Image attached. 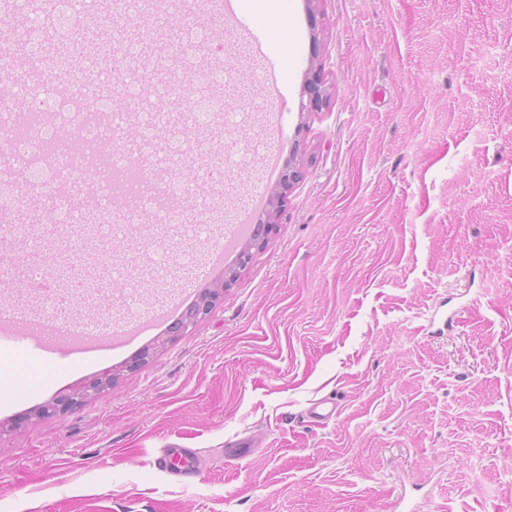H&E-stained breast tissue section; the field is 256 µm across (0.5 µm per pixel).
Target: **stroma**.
<instances>
[{"label": "stroma", "mask_w": 512, "mask_h": 512, "mask_svg": "<svg viewBox=\"0 0 512 512\" xmlns=\"http://www.w3.org/2000/svg\"><path fill=\"white\" fill-rule=\"evenodd\" d=\"M291 3L292 18L266 19L287 47L266 62L205 0L193 14L156 0L152 29L78 17L91 53L141 35L153 69L181 85L162 139L184 102L220 97L249 125L218 120L192 141L239 156L258 139L303 165L264 250L206 319L171 338L157 325L90 366L0 354L24 388L0 400V421H18L0 436V512H395L402 496L421 512H512V0H321L314 29L307 0ZM205 20L218 44L192 67L157 50ZM314 38L327 102L304 118ZM216 64L223 86L194 79ZM162 139L157 185L183 181L216 233L273 186L262 156L217 182L208 156L180 165ZM130 226L124 250L81 258L103 292L68 305L105 334L155 307L181 314L222 274L210 241ZM116 265L143 271L142 303L113 283ZM8 283L0 315H56L28 279ZM115 368L111 390L63 419L33 417ZM324 399L335 414L308 418ZM238 439L253 440L249 455L226 456ZM173 447L190 449L189 474L158 468Z\"/></svg>", "instance_id": "35a3bbf8"}]
</instances>
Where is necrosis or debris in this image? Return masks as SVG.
<instances>
[{
    "instance_id": "obj_1",
    "label": "necrosis or debris",
    "mask_w": 512,
    "mask_h": 512,
    "mask_svg": "<svg viewBox=\"0 0 512 512\" xmlns=\"http://www.w3.org/2000/svg\"><path fill=\"white\" fill-rule=\"evenodd\" d=\"M44 43L40 22L29 23L22 32L0 27V75L8 76L18 59L42 61ZM86 72L66 71L63 78L49 75L37 90L24 91L22 99L5 105L0 123V153L20 167L33 188L53 200L51 217L56 223H72L107 210L113 223H123L131 210H149L154 204L145 168L133 156L107 157L98 145L112 132V112L118 99L145 100L146 85L130 79L109 95L92 90ZM69 128L81 148L60 151L56 141L61 128ZM96 178L97 192L89 207L75 206L64 193L74 179Z\"/></svg>"
}]
</instances>
